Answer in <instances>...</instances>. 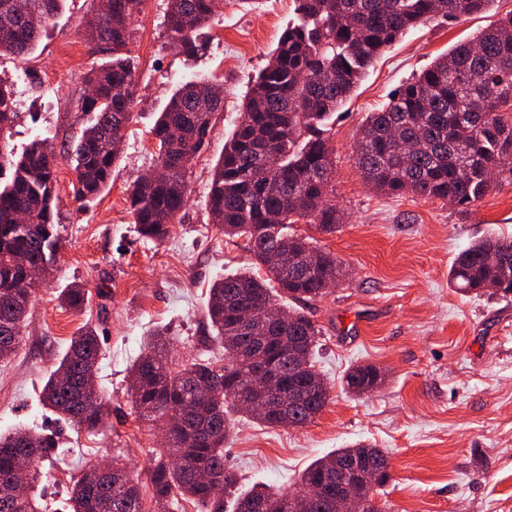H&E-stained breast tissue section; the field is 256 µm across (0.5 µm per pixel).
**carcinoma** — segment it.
Masks as SVG:
<instances>
[{"label":"carcinoma","mask_w":512,"mask_h":512,"mask_svg":"<svg viewBox=\"0 0 512 512\" xmlns=\"http://www.w3.org/2000/svg\"><path fill=\"white\" fill-rule=\"evenodd\" d=\"M62 0H0V56H26ZM215 0H168L169 34L191 55L197 34L214 17ZM299 22L288 27L242 102L241 120L224 143L208 194V217L229 239L246 238L254 273L216 279L206 307L211 343L224 350V365L198 354L175 370L165 354V332L157 329L147 349L131 365L130 400L138 417L168 426L166 448L158 451L147 473L153 512H179L191 499L204 512H224L220 496L234 487L236 476L224 466L229 413H245L259 423L281 427L271 413L255 411L248 376L260 363L288 377V351L279 336L300 342L303 359L315 370L320 330L299 310L276 335L257 318L239 324L244 307H280V301L310 302L327 293L324 284L346 272L336 256L289 231L300 220L332 234L344 213L336 206L335 161L326 148L327 121L350 98L363 72L399 37L438 19L480 13L493 0H296ZM142 0H98L87 31L98 30L112 48V61L91 70L85 79L92 98L79 99L81 112L94 114L72 150L77 174L74 197L94 201L109 185L120 153L122 131L131 116L136 85L130 58L123 53L132 21ZM224 111V89L204 77L176 88L152 128L162 179L143 178L126 190L130 213L140 237L163 241L170 224L188 202L187 175L194 158L215 132L216 115ZM17 117L10 86L0 79V359L14 354L29 315L33 291L18 288L28 280L39 285L57 262L61 239L56 227L54 147L38 139L22 153L11 146ZM354 153L361 177L379 193L411 194L439 199L464 210L494 187L512 183V11L473 40L460 42L404 83L380 110L368 114ZM26 223H18L19 217ZM451 287L465 293L512 295V237L477 240L462 250L448 271ZM63 304L81 310L88 292L71 286L61 292ZM101 340L84 324L71 338L58 368L43 385L44 406L57 419L89 432L103 427L106 407L96 389H83L85 373L97 365ZM372 365L351 368L347 390L371 383ZM329 392H295L283 386L269 397L288 408L292 426L318 416ZM23 444L26 458L0 452V512H35L33 499L15 498L8 485L18 474L33 488L39 464L55 442L51 435L23 427L0 435V447ZM358 456L383 463L387 452L372 446L338 448L316 459L300 477L301 486L322 482L324 497L310 512H336V459ZM207 473L211 481L199 480ZM290 512L288 494L256 486L234 498L233 512ZM70 512H143L139 479L118 458L112 473L96 479L83 475L69 491Z\"/></svg>","instance_id":"1"}]
</instances>
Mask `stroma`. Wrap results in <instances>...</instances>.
I'll list each match as a JSON object with an SVG mask.
<instances>
[{"instance_id":"1","label":"stroma","mask_w":512,"mask_h":512,"mask_svg":"<svg viewBox=\"0 0 512 512\" xmlns=\"http://www.w3.org/2000/svg\"><path fill=\"white\" fill-rule=\"evenodd\" d=\"M96 6L97 0H65L32 55L0 57V79L26 88L12 145L20 152L40 136L57 153L62 248L54 271L34 290L18 350L0 361V434L23 426L56 441L40 467V512H69L68 491L90 467L119 455L141 477L161 450L158 428L130 409L127 369L159 326L168 330L173 363L196 357L210 333L213 281L250 262L248 252L210 223L209 185L243 95L295 17L293 0H221L201 49L190 57L167 33V0H144L125 49L135 62L137 99L122 131V159L108 189L84 205L72 191L69 151L90 118L77 112L76 101L86 90L85 75L112 58L109 47H90L82 36ZM510 11L512 0H494L484 12L410 31L375 59L332 117L336 204L345 219L332 235L302 221L294 226L349 271L346 283L304 308L322 330L316 369L330 401L303 427L271 428L233 415L224 463L239 488L264 483L289 493L317 458L373 445L390 459L382 491L391 512H512V297L475 298L448 284L452 260L471 241L512 236V184L496 185L460 212L439 199L373 192L353 153L369 112ZM181 75L223 83L224 110L194 161L185 210L155 244L137 234L126 189L156 165L151 130ZM72 283L88 292L83 310L58 299ZM88 322L101 339L96 383L109 408L107 428L94 434L58 422L39 400L71 337ZM367 364L382 370V385L360 397L346 393L344 373Z\"/></svg>"}]
</instances>
